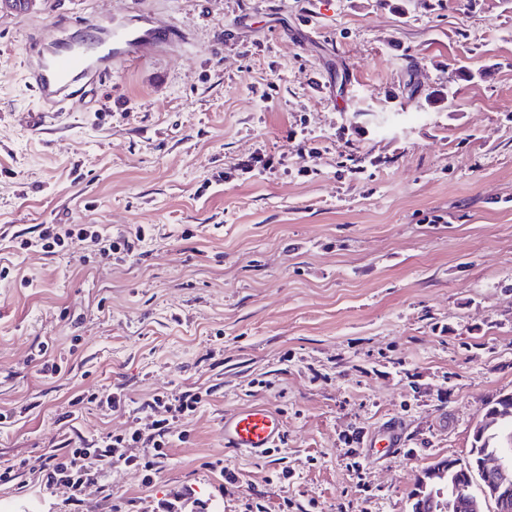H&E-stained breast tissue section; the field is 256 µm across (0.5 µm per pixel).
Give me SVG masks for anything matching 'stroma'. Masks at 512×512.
Masks as SVG:
<instances>
[{
  "mask_svg": "<svg viewBox=\"0 0 512 512\" xmlns=\"http://www.w3.org/2000/svg\"><path fill=\"white\" fill-rule=\"evenodd\" d=\"M182 40L58 121L24 62L105 35L131 5ZM47 224L126 235L16 249ZM0 464L131 413L64 415L83 391L134 405L206 392L170 423L154 486L123 467L97 512H411L417 476L467 462L487 403L512 392V0H34L0 8ZM62 356L38 375L40 346ZM280 412L279 449H225L226 411ZM398 419L403 448L367 436ZM11 512H70L22 471Z\"/></svg>",
  "mask_w": 512,
  "mask_h": 512,
  "instance_id": "35a3bbf8",
  "label": "stroma"
}]
</instances>
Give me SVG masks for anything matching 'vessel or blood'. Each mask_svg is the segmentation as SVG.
Wrapping results in <instances>:
<instances>
[{"mask_svg":"<svg viewBox=\"0 0 512 512\" xmlns=\"http://www.w3.org/2000/svg\"><path fill=\"white\" fill-rule=\"evenodd\" d=\"M172 34V24L160 21L148 29L134 25L113 28L110 41L95 50L64 47L43 58L38 68L28 70V83L43 103L51 106V118H58L57 108L69 98L75 83L101 80L103 72L99 63L103 58L112 57L125 63L141 61ZM222 432L225 448L262 458L280 446L285 422L276 410L254 404L225 412ZM368 445L394 451L401 448L402 435L397 426L389 423L369 438Z\"/></svg>","mask_w":512,"mask_h":512,"instance_id":"vessel-or-blood-1","label":"vessel or blood"}]
</instances>
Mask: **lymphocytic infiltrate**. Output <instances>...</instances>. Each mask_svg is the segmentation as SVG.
Segmentation results:
<instances>
[{
  "instance_id": "f902f5d3",
  "label": "lymphocytic infiltrate",
  "mask_w": 512,
  "mask_h": 512,
  "mask_svg": "<svg viewBox=\"0 0 512 512\" xmlns=\"http://www.w3.org/2000/svg\"><path fill=\"white\" fill-rule=\"evenodd\" d=\"M79 236L90 239L100 255L108 257L117 252H134L145 239L143 233L134 237H112L111 234L90 230L76 224H51L44 227L37 240L24 239L20 249L27 250L33 245L49 247L61 245L66 239ZM204 401V395L196 389H187L174 397L153 396L147 400L144 410L153 414L150 434H143L134 428L124 434H108L79 443L61 453H47L36 459L34 469L41 474L46 485L61 486L67 491V500L73 512H87L85 490L98 484L104 470L113 464L138 471L144 487H151L160 470V463L170 455L174 443L165 422L166 417H178L196 412ZM150 444L151 451L143 456L129 454L128 449L138 442Z\"/></svg>"
}]
</instances>
